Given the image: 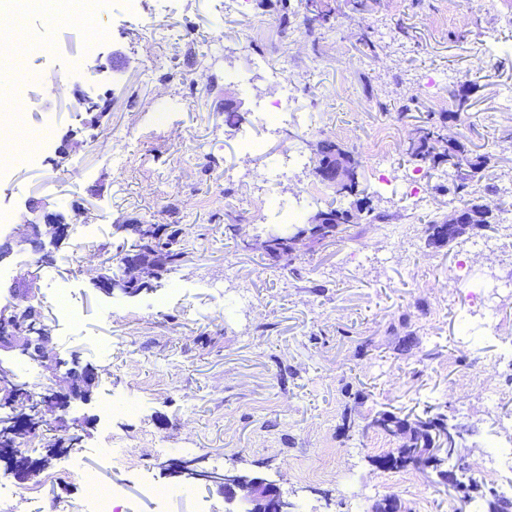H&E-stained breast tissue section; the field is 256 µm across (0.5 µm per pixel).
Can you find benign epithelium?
<instances>
[{
    "mask_svg": "<svg viewBox=\"0 0 512 512\" xmlns=\"http://www.w3.org/2000/svg\"><path fill=\"white\" fill-rule=\"evenodd\" d=\"M321 173L328 174L326 181L343 191L351 179L350 163L336 160L323 165ZM330 212L319 209L308 218V223L286 234L290 245V253H296L300 247L312 244L317 237V230L323 224L330 223ZM479 215L471 205L455 209L448 213V224L458 232H467L478 224ZM41 225L34 223L19 224L14 234L0 244V257L7 258L13 250V242L18 241L30 245L32 254L37 256L42 250ZM166 268V258L157 253L149 264L140 262L136 254L127 252L122 254L120 275H110L101 270L91 277V283L98 291L112 296L115 294L126 297H137L143 293H150L161 287V275ZM26 279H17V287L11 289L10 294L16 302L0 307V319L11 318L24 323L21 332L13 336H0V352H17L33 360L47 358L46 343L49 341L48 331L39 321H30V313L34 309L35 291L23 287ZM98 377L97 370L88 366L83 370L84 382H72L67 389H50L39 396L41 407L47 412H55L58 419H63L70 401L76 398H87L90 388ZM0 399L8 405L11 413L0 416V426L7 429L12 438V447L7 449L8 457L12 461L14 475L20 481L31 478L34 468L31 459L26 454L24 446L27 440L35 435L31 426L30 404L32 398L15 380L13 371L0 363ZM464 441L462 429L455 423H448V447L428 448L426 455L430 456L433 464L441 467L446 463L454 465L444 470V479L454 487L463 485L464 464L461 448ZM208 480L220 485L224 491V502L235 501L244 505L241 512H293L294 503L288 499L281 489L274 483L263 478L246 477L232 470L222 474L209 473L205 475Z\"/></svg>",
    "mask_w": 512,
    "mask_h": 512,
    "instance_id": "1",
    "label": "benign epithelium"
}]
</instances>
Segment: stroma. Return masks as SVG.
Segmentation results:
<instances>
[{"instance_id":"1","label":"stroma","mask_w":512,"mask_h":512,"mask_svg":"<svg viewBox=\"0 0 512 512\" xmlns=\"http://www.w3.org/2000/svg\"><path fill=\"white\" fill-rule=\"evenodd\" d=\"M512 0H247L240 13L224 0H106L81 24H47L35 11L21 20L20 39L49 42V55L11 60L4 70L24 79L28 128L53 141L0 183V240L13 224L62 214L66 239L46 243L35 262L29 245L0 261V296L27 275L37 294L49 349L48 370L14 352L0 354L33 395L70 382L74 364L96 368L88 400L72 401L69 424L48 422L27 453L36 473L19 482L0 458V491L12 512L81 506L85 494L73 461L126 489L118 512H225L219 486L170 468L234 469L278 484L297 512H376L386 498L401 512H484L430 469H385L377 459L403 437L363 431L379 411L416 418L442 413L465 430L464 462L474 467L489 441L512 440V362L497 357L512 341V291L492 295L499 334L463 345L461 326L481 327L456 279L512 278V112L499 95L512 86ZM169 36L147 42L142 21ZM107 28V40L95 33ZM494 31L501 53L476 54L477 37ZM253 39L250 54H225V39ZM288 66V94L307 126H263L258 114L274 100L256 60ZM463 76L465 105L452 95L448 72ZM241 106L228 123L224 92ZM109 100L84 124L75 92ZM434 123L470 153L486 155L478 183L453 189L447 165L426 176L427 202L395 185L414 174L406 147L415 128ZM394 157L386 172L372 162L379 131ZM77 140L67 156L57 150ZM133 146L122 167L110 156L119 137ZM258 141L245 151L242 137ZM328 139L357 155L355 195L337 193L314 173L313 141ZM303 160L288 163L286 149ZM366 211L336 240L300 250L292 266L269 265L255 237L297 206L303 216L334 204ZM469 203L487 206L492 222L453 243L428 244L429 221ZM128 224H177L189 257L163 275L161 287L136 298L93 288L87 266L115 271V254L133 241ZM397 224L401 235L381 233ZM69 290L77 321L55 309ZM479 383H472V376ZM503 393L489 406L483 387ZM122 438L121 464L99 467L104 430ZM187 485L190 497L157 504L140 492V475Z\"/></svg>"}]
</instances>
